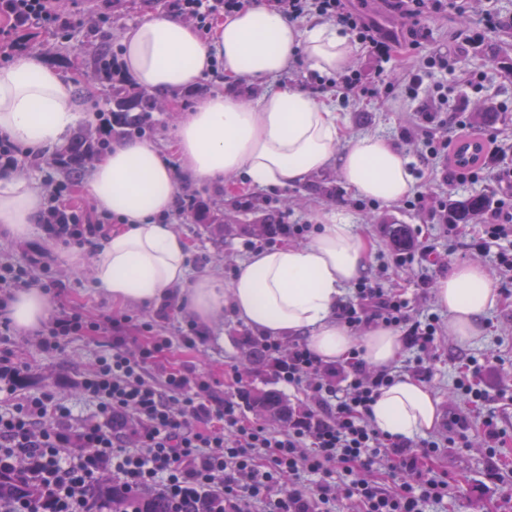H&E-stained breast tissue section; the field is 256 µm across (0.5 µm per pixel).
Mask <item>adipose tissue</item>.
<instances>
[{
  "mask_svg": "<svg viewBox=\"0 0 512 512\" xmlns=\"http://www.w3.org/2000/svg\"><path fill=\"white\" fill-rule=\"evenodd\" d=\"M360 44L345 28L319 18L306 25L288 20L264 0L225 17L210 38L179 18L150 13L130 24L122 38L123 68L140 88L174 94L194 86L221 61L228 91L211 96L178 125L175 149L196 180L246 176L252 185L288 187L336 167L356 196L393 204L410 193L414 177L403 152L384 137L345 133L339 112L301 87H270L297 55L311 70L332 76L354 61ZM258 84L248 103L238 85ZM80 117L75 82L32 54L0 67V134L26 150L45 154L59 145ZM91 205L111 212L117 230L94 251L97 289L122 306L180 295L202 321L232 313L274 337H301L327 365L359 353L371 367L392 366L403 352L398 332L381 325L353 334L340 313L349 289L368 275L373 258L367 239L340 213L318 217L304 244H284L248 258L229 285L190 278L189 244L158 216L172 210L176 180L154 144L122 141L97 162L84 184ZM44 198L29 178H0V231L29 237ZM448 333L469 344L482 336L498 290L487 271L454 262L434 288ZM52 309L39 289L15 293L8 307L22 333L39 329ZM440 400L423 383L397 379L382 388L371 421L383 434L413 439L432 431Z\"/></svg>",
  "mask_w": 512,
  "mask_h": 512,
  "instance_id": "adipose-tissue-1",
  "label": "adipose tissue"
}]
</instances>
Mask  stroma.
Here are the masks:
<instances>
[{
    "mask_svg": "<svg viewBox=\"0 0 512 512\" xmlns=\"http://www.w3.org/2000/svg\"><path fill=\"white\" fill-rule=\"evenodd\" d=\"M490 1L508 21L507 27L494 32L484 31L479 25V14ZM161 10V5L154 0H134L133 7L113 13L107 22L99 24L94 17L85 18L69 39H53L42 34L32 36V51L42 54L75 80V94L85 111L72 128V135L98 131L103 114L111 108L112 87L97 74L93 64L102 39H110L113 47H120L129 24ZM424 24L430 29L431 37L420 47V54L461 51L465 54L463 66L470 74H487V82L479 88L453 85L448 75L443 81L452 84L460 108L473 117V132L495 137L502 166L512 168V0H472L469 12L434 15L426 18ZM409 57V52L401 49L386 64L385 74L394 88L389 97L368 101L355 96L347 102H337L336 109L345 121L347 134H373L398 142L401 127L413 121L417 108L416 103L404 101L399 87ZM224 89L223 72L214 71L183 92L159 94L155 126L146 134V141L161 148L171 165H178L174 144L181 116ZM19 171L33 179L48 199L53 197L58 184L69 182L72 203L88 207L87 198L79 192L89 175L88 170L67 175L56 167L54 156L44 155L38 163H22ZM413 190L425 195L423 207L412 208L401 201L390 206L379 202L361 209L357 206V197L345 189L332 167L313 174L303 185L285 188L254 187L241 177L232 186L181 177L177 180L176 193L192 195L196 211L188 216L171 212L168 222L189 243L188 264L192 276L205 275L227 284L256 244L255 237L245 232V225L281 220L309 224L321 212H340L370 241L374 265H387L385 287L409 299L414 315L421 320L434 313L436 306L432 294L423 293L417 286L420 273H428L434 279L447 274L448 261L452 258L481 265L500 290L498 302L487 318L483 336L473 343L463 346L447 333H440L431 361L429 387L442 407L454 406L453 382L461 358L475 355L492 366L497 361H505L503 370L492 369L480 378L479 383L487 390L488 398L479 404L477 412L482 417L491 413L498 415L501 425L512 433V412L504 408L506 396H512V289H505L494 254L480 256L468 248L467 240L478 235L479 224L465 225V237L451 242L442 234L434 215V205L439 199L462 200L482 195L493 200L512 191V183L488 179L451 185L444 181L442 172L437 171L416 179ZM217 215L223 216L225 223L233 227L232 232L221 238L214 236L209 228L210 217ZM391 224L405 225L413 245H433L431 259L393 266L394 247L387 230ZM33 253L40 254L42 262L41 267L35 269V276L57 283L49 295L52 306L74 309L89 321L111 314L153 322V332L139 333V341H147L152 335L164 339L165 345L159 354L161 365L201 376L209 382L215 398H237L245 389L263 385V378L232 374L233 369L240 366V337L254 333L253 328L232 313H225L223 322L209 326L197 321L187 304L177 298L144 306L113 305L96 289L89 272L92 248L64 246L49 239L39 226L23 240L0 233L1 264L22 262L26 255ZM190 323L203 337L202 342L193 347L186 345L182 338ZM102 342V337L81 333L69 338L63 352L50 353L39 348L34 333L17 334L14 355L25 367L23 393L56 390L68 397L78 418H95L94 405L75 390L74 382L92 367ZM470 441V447L446 449L433 463L435 469L447 472L456 495L454 505L431 504L426 512H512V440L493 456L483 448L479 433H471Z\"/></svg>",
    "mask_w": 512,
    "mask_h": 512,
    "instance_id": "obj_1",
    "label": "stroma"
}]
</instances>
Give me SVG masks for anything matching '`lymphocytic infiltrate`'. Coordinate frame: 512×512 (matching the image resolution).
<instances>
[{"instance_id": "1", "label": "lymphocytic infiltrate", "mask_w": 512, "mask_h": 512, "mask_svg": "<svg viewBox=\"0 0 512 512\" xmlns=\"http://www.w3.org/2000/svg\"><path fill=\"white\" fill-rule=\"evenodd\" d=\"M289 19L311 14L342 24L355 32L377 64L391 60L401 43L397 33L382 28L354 0H270ZM246 0H171L181 17L199 33L209 34L224 16L241 10ZM66 15L59 0H0V57L23 55V33L47 29L67 34L79 24ZM456 57H417L403 74L406 97L419 101L416 128L402 127L405 144L421 141L418 166L436 169L438 161L467 127L463 112L450 101L442 85H428L424 74L456 75ZM42 223L62 243L82 246L103 232V217L49 206ZM482 235L472 250L492 249L512 238V194L497 198L481 220ZM37 258L27 265L0 270V396L10 407L0 408V476L14 480L13 490L0 494V512H111V496H96L100 479L121 487L137 501L150 495L165 498L169 512H333L337 499L352 512H424L430 503L448 498L446 473L431 463L441 449L465 448L471 429L468 418L449 411L447 432L410 442L380 433L371 423L372 405L381 389L392 384L395 370L374 369L352 357L346 386L337 387L333 369L325 367L296 342L282 347L266 340L272 357L280 358L284 382L307 386L312 401L304 418L279 433L246 420L233 399L217 402L205 382L178 369L162 380L148 373L161 349L159 343L129 349L114 344L100 354L78 382L97 403L98 418L74 422L70 407L56 393L25 397L16 392L23 369L12 359L11 322L3 312L8 294L37 285L32 276ZM351 329L375 322L403 331L411 347L420 350L409 372L426 381L431 371L424 357L437 340V319L412 320L408 301L381 279L365 278L356 285L355 303L341 310ZM123 318L85 322L80 314L54 312L38 335V346L50 352L68 336L81 331L109 334L122 329ZM382 477H375L376 469ZM340 483H332L333 474Z\"/></svg>"}]
</instances>
